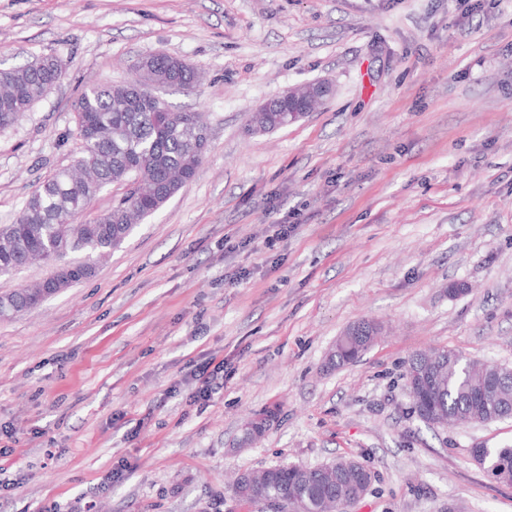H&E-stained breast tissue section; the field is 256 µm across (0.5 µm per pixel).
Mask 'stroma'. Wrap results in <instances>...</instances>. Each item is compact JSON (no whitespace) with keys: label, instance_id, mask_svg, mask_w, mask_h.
Masks as SVG:
<instances>
[{"label":"stroma","instance_id":"stroma-1","mask_svg":"<svg viewBox=\"0 0 512 512\" xmlns=\"http://www.w3.org/2000/svg\"><path fill=\"white\" fill-rule=\"evenodd\" d=\"M157 51L199 76L155 93L205 112L207 153L93 276L0 320V512H260L238 473L338 456L375 474L352 512H512L471 455L512 445V418L426 424L402 379L434 347L512 367V0H0V67H65L0 131V224L79 151L82 89L133 81ZM318 80L314 112L249 132ZM363 319L383 334L330 368ZM331 92L332 88L328 83L317 81L304 86L289 88L284 96L288 97L290 101L309 106L318 99L328 97ZM284 92L274 99L276 106L273 111L265 112L272 106L270 101H268L257 110L263 112H253L250 115L248 123L250 131L268 132L288 125V112L297 111L289 109L288 101L282 98ZM360 322H370L374 326L375 335L372 339L364 336H356L351 333L352 325L348 328L346 334L336 339L334 346L329 353V363L334 367H342L356 362L373 345L376 337L380 334L379 325L372 320H362ZM212 364L213 362H206L204 364L197 365L193 370V376L201 383V385L196 388L193 395L196 401H205L208 399L212 390L213 382L217 379V374L224 371L223 363H218V365L209 372V368Z\"/></svg>","mask_w":512,"mask_h":512}]
</instances>
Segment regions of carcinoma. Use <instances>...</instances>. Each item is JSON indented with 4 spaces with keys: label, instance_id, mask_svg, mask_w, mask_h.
<instances>
[{
    "label": "carcinoma",
    "instance_id": "1",
    "mask_svg": "<svg viewBox=\"0 0 512 512\" xmlns=\"http://www.w3.org/2000/svg\"><path fill=\"white\" fill-rule=\"evenodd\" d=\"M143 89L124 83L93 85L74 104L81 148L70 164L54 172L24 201L11 224H0V275L10 274L32 260L81 269L95 255L122 247L137 224L159 210L191 181L208 147L204 113L171 110L159 100L144 99L155 86L191 88L197 82L192 67L178 57L154 52L141 58ZM64 75L59 57L46 54L23 66L0 69V131L17 125L45 91ZM288 125V101L275 98L271 112H254L248 127L268 132ZM134 184L123 198L79 222L90 201L109 186ZM72 253L84 254L70 260ZM38 282L5 295L15 309L26 306ZM374 340L350 332L339 336L329 363L342 367L356 362ZM403 379L411 409L431 416L433 424H483L512 417V375L508 366L479 364L459 352L416 353L405 363ZM268 411L245 423L243 442L269 429ZM479 467L495 482L512 485V446L472 449ZM259 489L265 500L288 498L296 512H348L370 489L374 475L357 461L339 457L334 465L303 468L281 463L260 471Z\"/></svg>",
    "mask_w": 512,
    "mask_h": 512
}]
</instances>
